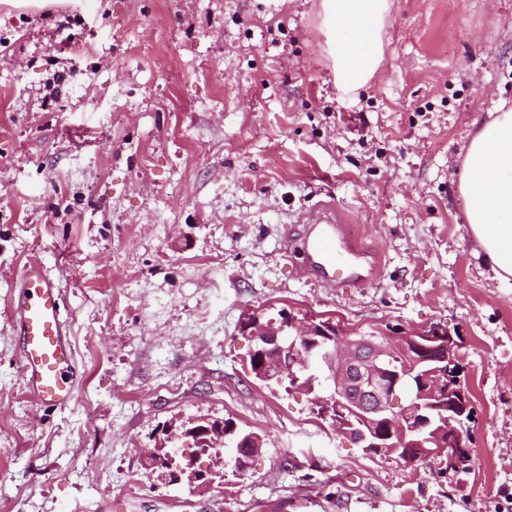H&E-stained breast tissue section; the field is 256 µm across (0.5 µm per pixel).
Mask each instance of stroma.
Listing matches in <instances>:
<instances>
[{
	"instance_id": "35a3bbf8",
	"label": "stroma",
	"mask_w": 512,
	"mask_h": 512,
	"mask_svg": "<svg viewBox=\"0 0 512 512\" xmlns=\"http://www.w3.org/2000/svg\"><path fill=\"white\" fill-rule=\"evenodd\" d=\"M319 0H0V512H512V286L470 237V134L512 106V0H392L383 61L334 85ZM76 69L59 94L55 73ZM377 255L332 288L290 254L319 204ZM62 286L75 403L30 393L9 306ZM458 333L470 472L363 451L245 369L248 315ZM265 437L244 476L168 485L173 421Z\"/></svg>"
}]
</instances>
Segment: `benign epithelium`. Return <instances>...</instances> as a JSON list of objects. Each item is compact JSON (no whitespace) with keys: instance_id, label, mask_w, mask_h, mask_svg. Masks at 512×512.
I'll return each instance as SVG.
<instances>
[{"instance_id":"1","label":"benign epithelium","mask_w":512,"mask_h":512,"mask_svg":"<svg viewBox=\"0 0 512 512\" xmlns=\"http://www.w3.org/2000/svg\"><path fill=\"white\" fill-rule=\"evenodd\" d=\"M276 322L247 318L243 330L253 345V376L279 379L271 359L288 355L289 380L313 393L324 383L329 395L320 398L321 417L370 453H384L412 466L426 459L444 464L456 460L464 448L460 426L475 421L476 410L463 383L460 337L447 327L401 330L394 336H340L331 322L310 318L296 321L285 313ZM203 437L213 448H245L232 468L247 472L249 459L259 454L264 438L238 429L229 419L203 416L184 429ZM158 448L144 455L145 464L169 484L185 483L203 490L224 478L181 466L163 455L166 444L178 438L173 427Z\"/></svg>"}]
</instances>
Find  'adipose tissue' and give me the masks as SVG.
<instances>
[{
  "mask_svg": "<svg viewBox=\"0 0 512 512\" xmlns=\"http://www.w3.org/2000/svg\"><path fill=\"white\" fill-rule=\"evenodd\" d=\"M390 9V0H321L324 50L342 91H353L375 76ZM459 195L485 264L499 281H512V107L492 113L472 136L462 162Z\"/></svg>",
  "mask_w": 512,
  "mask_h": 512,
  "instance_id": "1",
  "label": "adipose tissue"
}]
</instances>
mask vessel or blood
Returning a JSON list of instances; mask_svg holds the SVG:
<instances>
[{"mask_svg": "<svg viewBox=\"0 0 512 512\" xmlns=\"http://www.w3.org/2000/svg\"><path fill=\"white\" fill-rule=\"evenodd\" d=\"M310 222L298 245L303 272H320L334 288L373 278V263L350 237L338 211L319 205ZM10 318L21 337V358L33 397L46 405L69 407L76 399L77 384L56 276L41 264H30L12 300Z\"/></svg>", "mask_w": 512, "mask_h": 512, "instance_id": "vessel-or-blood-1", "label": "vessel or blood"}]
</instances>
